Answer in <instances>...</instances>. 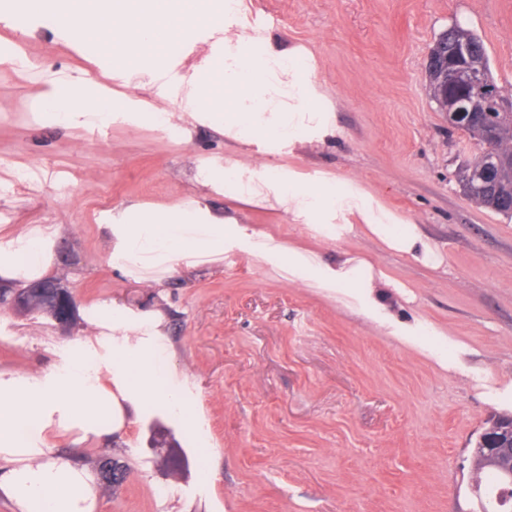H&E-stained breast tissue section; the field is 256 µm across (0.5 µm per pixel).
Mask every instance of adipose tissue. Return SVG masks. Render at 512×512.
<instances>
[{"instance_id": "ef3b65f1", "label": "adipose tissue", "mask_w": 512, "mask_h": 512, "mask_svg": "<svg viewBox=\"0 0 512 512\" xmlns=\"http://www.w3.org/2000/svg\"><path fill=\"white\" fill-rule=\"evenodd\" d=\"M48 19L67 43L99 42L101 74H111L130 92L116 107L111 88L99 78L53 79L40 92L44 120L88 132L119 124L165 133L159 104L169 102L185 122L183 139H190L193 126L213 128L258 160L243 166L230 158L201 159L202 186L282 210L329 238L337 225L359 223L389 247L434 261L417 232H390L396 216L360 184L340 192L325 173L304 174L288 165L300 136L320 143L335 139V107L317 80L311 53L287 47L271 26L258 24L247 0H0L5 27L32 34ZM216 70L220 93L211 82ZM98 229L109 265L153 288L228 247L314 288L362 287L372 310L382 307L377 289L393 285L381 272L355 280L348 262L331 265L270 237L253 242L234 216L215 212L203 198L160 210L133 203L109 211ZM61 233L58 224L1 227L0 284L21 288L47 275ZM88 322L93 335L58 347L50 369L36 375L0 371V494L17 512H95L93 479L56 454L62 439H103L156 402L181 425L199 427L186 378L173 369L157 372L167 359L159 316L103 301L90 308Z\"/></svg>"}]
</instances>
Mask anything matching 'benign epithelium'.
I'll return each mask as SVG.
<instances>
[{"label": "benign epithelium", "mask_w": 512, "mask_h": 512, "mask_svg": "<svg viewBox=\"0 0 512 512\" xmlns=\"http://www.w3.org/2000/svg\"><path fill=\"white\" fill-rule=\"evenodd\" d=\"M425 76L427 83L436 87L431 98L437 109L448 116V127L479 133L484 162L460 177L463 193H487L499 206L512 201V150L505 153L499 146L501 125L512 124V98L491 88L486 64L476 59L467 41L457 43L451 55L440 58ZM41 293L54 296L52 314L60 323H66L74 310V300L55 277L17 290L11 305L21 307ZM476 446L482 447L481 460L500 471L507 484L505 496L512 495V415L493 419L478 436Z\"/></svg>", "instance_id": "7a95c632"}]
</instances>
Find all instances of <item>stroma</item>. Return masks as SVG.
<instances>
[{"label":"stroma","mask_w":512,"mask_h":512,"mask_svg":"<svg viewBox=\"0 0 512 512\" xmlns=\"http://www.w3.org/2000/svg\"><path fill=\"white\" fill-rule=\"evenodd\" d=\"M259 19L310 50L336 106L340 135L300 139L288 157L337 187L357 182L439 257L428 266L364 225L329 239L281 211L237 204L240 224L335 264L384 271L381 314L353 288L309 287L240 250L165 288L108 266L96 213L131 201L190 200L201 158L249 154L198 127L190 141L115 125L96 136L41 117L44 80L97 75L99 48L60 42L52 22L22 44L34 73L0 64V178L23 163L30 190L0 197L13 223L65 225L51 276L76 300L68 324L0 305V370L38 374L56 346L90 335L84 311L110 300L160 313L168 362L188 378L209 432L162 405L102 443H65L93 477L96 512H479L471 454L487 421L512 414V218L470 202L458 170L473 140L449 129L430 98L424 65L453 25L479 35L492 76L512 97V0H253ZM126 467L103 480L102 458Z\"/></svg>","instance_id":"35a3bbf8"}]
</instances>
